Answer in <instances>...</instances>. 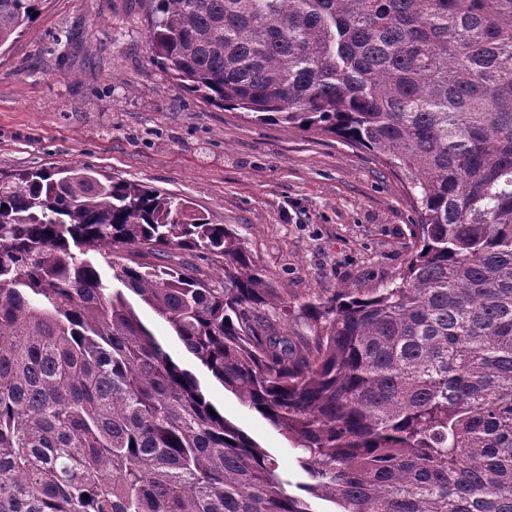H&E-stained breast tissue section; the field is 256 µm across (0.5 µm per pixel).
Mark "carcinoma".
I'll return each mask as SVG.
<instances>
[{
    "mask_svg": "<svg viewBox=\"0 0 512 512\" xmlns=\"http://www.w3.org/2000/svg\"><path fill=\"white\" fill-rule=\"evenodd\" d=\"M40 0H0V46ZM197 97L405 178L399 281L288 299L235 231L91 166L0 181V512H512V0H146ZM300 451L277 458L142 322Z\"/></svg>",
    "mask_w": 512,
    "mask_h": 512,
    "instance_id": "1",
    "label": "carcinoma"
}]
</instances>
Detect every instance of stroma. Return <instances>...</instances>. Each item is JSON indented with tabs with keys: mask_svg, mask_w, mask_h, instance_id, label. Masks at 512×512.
Returning <instances> with one entry per match:
<instances>
[{
	"mask_svg": "<svg viewBox=\"0 0 512 512\" xmlns=\"http://www.w3.org/2000/svg\"><path fill=\"white\" fill-rule=\"evenodd\" d=\"M148 30L145 0H44L0 47V176L84 164L185 199L233 229L297 308L397 281L417 246L405 180L335 136L203 103L158 63ZM207 388L301 480L292 443Z\"/></svg>",
	"mask_w": 512,
	"mask_h": 512,
	"instance_id": "obj_1",
	"label": "stroma"
}]
</instances>
